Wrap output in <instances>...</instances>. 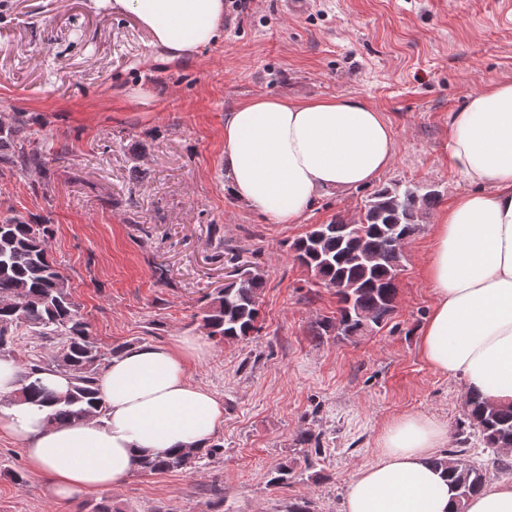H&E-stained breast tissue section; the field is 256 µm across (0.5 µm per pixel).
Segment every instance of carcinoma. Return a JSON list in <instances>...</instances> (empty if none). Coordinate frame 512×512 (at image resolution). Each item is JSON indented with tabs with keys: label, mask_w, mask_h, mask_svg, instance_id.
<instances>
[{
	"label": "carcinoma",
	"mask_w": 512,
	"mask_h": 512,
	"mask_svg": "<svg viewBox=\"0 0 512 512\" xmlns=\"http://www.w3.org/2000/svg\"><path fill=\"white\" fill-rule=\"evenodd\" d=\"M46 151L29 132L23 112L0 122V177L6 173L46 170ZM440 202L434 190L424 194L407 186L375 190L357 220L337 217L317 224L292 249L295 260L315 279L330 286L341 281L348 290L336 292V316L323 317L311 327L313 341L327 336L355 340L385 326L396 312L397 274L403 251L392 246L397 238L410 239L419 228L421 215ZM48 226L21 218L0 221V357L15 358L26 369L25 379L43 370L65 373L72 381L64 397L46 391L38 383L22 386L16 399L49 408L53 423L76 422L108 411L96 387L97 376L108 365L113 348L104 351L90 336L89 325L73 300L67 278L48 258ZM224 253L241 270L215 291L207 302L203 322L209 335L243 340L260 331L261 295L265 279L243 255L255 254L246 246L224 244ZM39 336L56 340L51 360L33 351L16 350V339ZM463 416L478 429L487 447L512 448V407H497L476 397L465 398ZM221 446L199 451H171L145 457L137 468L151 473L197 469L211 463ZM465 450L452 449L440 460L457 491L458 512L486 482V472L464 459Z\"/></svg>",
	"instance_id": "carcinoma-1"
}]
</instances>
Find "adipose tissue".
Instances as JSON below:
<instances>
[{"instance_id":"ef3b65f1","label":"adipose tissue","mask_w":512,"mask_h":512,"mask_svg":"<svg viewBox=\"0 0 512 512\" xmlns=\"http://www.w3.org/2000/svg\"><path fill=\"white\" fill-rule=\"evenodd\" d=\"M128 12L171 60L221 36L224 0H101ZM396 140L370 104L353 97L308 101L260 95L224 123V161L233 194L276 224H293L321 188L354 189L390 166ZM448 160L465 176L433 226L425 273L434 293L419 335L425 361L461 379L466 395L512 405V82L478 88L448 115ZM208 353L184 336L115 354L97 384L108 411L50 425L46 409L15 401L18 366L0 359V436L25 450L30 469L47 472L57 498L107 490L138 457L172 448H206L224 406L192 383L190 363ZM445 428L418 413L392 420L376 458L359 466L344 512H456V492L437 450ZM465 512H512V478L487 482Z\"/></svg>"}]
</instances>
